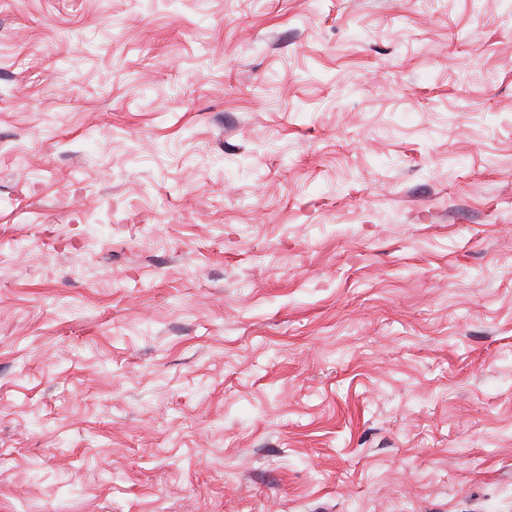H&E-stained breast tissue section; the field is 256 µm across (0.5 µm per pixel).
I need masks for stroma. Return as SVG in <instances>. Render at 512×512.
<instances>
[{"instance_id":"obj_1","label":"stroma","mask_w":512,"mask_h":512,"mask_svg":"<svg viewBox=\"0 0 512 512\" xmlns=\"http://www.w3.org/2000/svg\"><path fill=\"white\" fill-rule=\"evenodd\" d=\"M512 512V0H0V512Z\"/></svg>"}]
</instances>
